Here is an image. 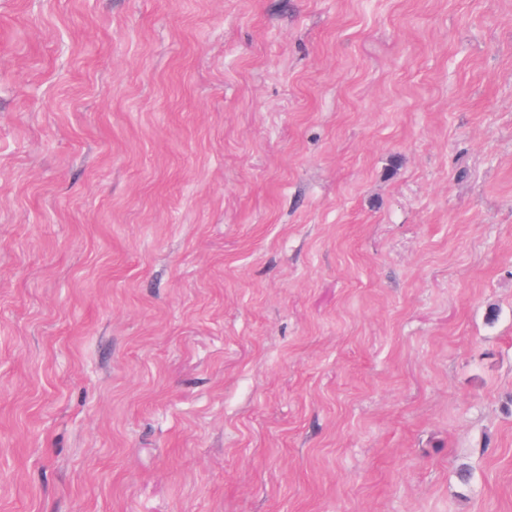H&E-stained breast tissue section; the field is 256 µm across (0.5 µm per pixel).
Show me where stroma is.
<instances>
[{"instance_id": "35a3bbf8", "label": "stroma", "mask_w": 512, "mask_h": 512, "mask_svg": "<svg viewBox=\"0 0 512 512\" xmlns=\"http://www.w3.org/2000/svg\"><path fill=\"white\" fill-rule=\"evenodd\" d=\"M0 512H512V0H0Z\"/></svg>"}]
</instances>
